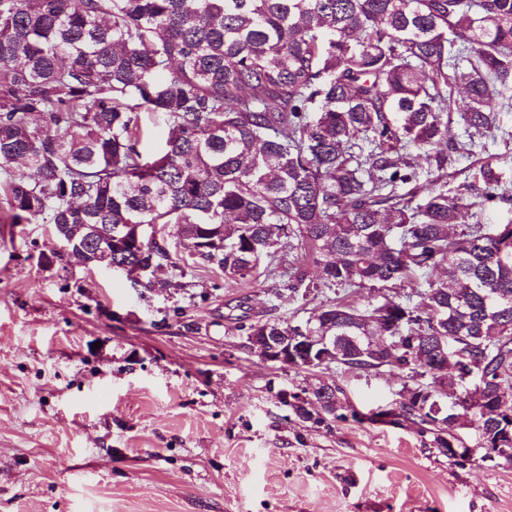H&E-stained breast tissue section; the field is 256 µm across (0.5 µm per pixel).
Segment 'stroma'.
Wrapping results in <instances>:
<instances>
[{"label": "stroma", "mask_w": 512, "mask_h": 512, "mask_svg": "<svg viewBox=\"0 0 512 512\" xmlns=\"http://www.w3.org/2000/svg\"><path fill=\"white\" fill-rule=\"evenodd\" d=\"M45 224L0 223V512H512V464H453L410 425L318 426L278 393L322 381L361 411L402 378L283 367L239 323L307 317L290 295L190 258L156 287L44 269Z\"/></svg>", "instance_id": "1"}]
</instances>
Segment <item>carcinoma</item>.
<instances>
[{"label":"carcinoma","mask_w":512,"mask_h":512,"mask_svg":"<svg viewBox=\"0 0 512 512\" xmlns=\"http://www.w3.org/2000/svg\"><path fill=\"white\" fill-rule=\"evenodd\" d=\"M458 85L448 138V87ZM512 107V0H0V220L211 228L198 259L229 279L259 269L293 295L356 292L437 270L419 300L336 299L254 336H325L332 364L404 379L397 420L458 464H512V220L472 209L512 196L483 139ZM169 133L150 161L136 112ZM484 157L471 160L477 152ZM425 158L447 176L471 161L468 193L398 192ZM141 262L178 269L153 244ZM404 325L401 345L371 339ZM482 393L443 411L436 386ZM313 423L347 419L333 383ZM476 410L479 440L458 435Z\"/></svg>","instance_id":"carcinoma-1"}]
</instances>
